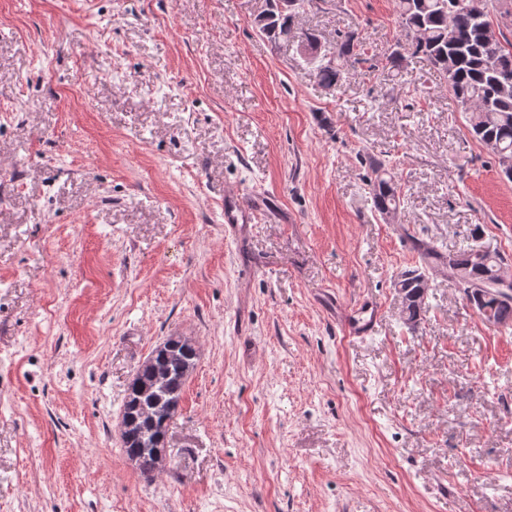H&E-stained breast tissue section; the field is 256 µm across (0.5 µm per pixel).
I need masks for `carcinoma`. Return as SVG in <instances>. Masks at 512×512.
Segmentation results:
<instances>
[{"label":"carcinoma","mask_w":512,"mask_h":512,"mask_svg":"<svg viewBox=\"0 0 512 512\" xmlns=\"http://www.w3.org/2000/svg\"><path fill=\"white\" fill-rule=\"evenodd\" d=\"M489 0H396L401 36L411 42L442 79L457 106L465 113L472 136L498 156L503 174L512 180V42L490 44L488 27L493 15ZM258 30L279 42L294 39V16L272 9L254 19ZM362 42L350 32L333 61H323L315 76L324 87L342 79L340 62L360 54ZM371 195L374 209L388 215L400 197L394 176L377 161ZM418 266L402 272L395 283L408 299L404 319L418 322L421 294L430 288L425 270L442 265L452 270L467 302L490 325L512 323V295L504 297L494 284L505 275L508 259L496 250L466 246L443 253L426 242H416ZM200 351L191 338L167 337L138 368L127 386L118 431L121 448L141 476L155 478L166 466L165 448L170 424L178 414L184 388Z\"/></svg>","instance_id":"obj_1"}]
</instances>
